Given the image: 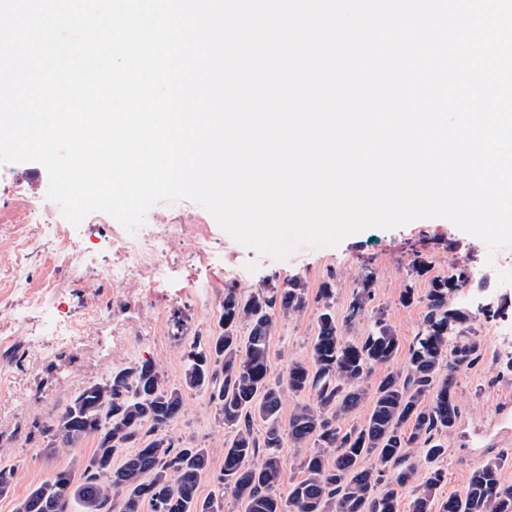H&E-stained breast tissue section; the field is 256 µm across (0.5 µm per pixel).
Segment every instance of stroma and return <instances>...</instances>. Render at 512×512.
I'll use <instances>...</instances> for the list:
<instances>
[{
	"label": "stroma",
	"instance_id": "35a3bbf8",
	"mask_svg": "<svg viewBox=\"0 0 512 512\" xmlns=\"http://www.w3.org/2000/svg\"><path fill=\"white\" fill-rule=\"evenodd\" d=\"M48 173L35 161L0 164V254L8 262L0 269V466L17 474L7 494L0 495V512H15L17 501L46 475L69 467L74 459L89 458L94 449L87 440L76 448L49 450L26 441L24 432L50 415L61 412L88 382L106 378L116 368L151 360L178 380L183 354L194 338L217 327L225 287L242 293L279 288L300 279L308 289L304 311L279 318L269 340L273 377L285 374L293 360L309 358L316 335L323 283L334 286L332 300L337 321H345L362 280H369L373 299L347 331V338L366 335L376 319L385 322L401 340L394 368L406 365L413 339L425 314L423 302L405 305L400 295L408 284L426 292L430 280L448 273L449 262L463 265L470 277V309L475 312V334L483 346V360L458 377L459 421L446 437L447 455L440 466L445 478L436 490L437 501L462 494L474 468L500 457L504 484H512V435L498 422L503 405H512V338L503 327L512 325V247L489 252L480 239L459 230L450 221L423 219L399 228H369L345 238L338 246L302 248L284 260L257 253L233 240L197 203L180 200L159 203L153 213L183 221L180 237L168 245L169 265L154 288H143L137 275L113 283L110 246L122 225L96 212L86 217L83 248L94 261L95 289L71 277L56 257L57 227L19 224L21 190L42 197ZM209 240L204 259L190 253ZM428 255V275L411 267L414 254ZM61 319L96 326L78 343L57 347L49 340V309ZM172 434L180 443L209 450L210 468L199 484L200 496H209L214 477L224 467V448L231 434L224 427L208 395L187 396Z\"/></svg>",
	"mask_w": 512,
	"mask_h": 512
}]
</instances>
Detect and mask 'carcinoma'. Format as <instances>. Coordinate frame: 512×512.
I'll return each instance as SVG.
<instances>
[{"label":"carcinoma","instance_id":"carcinoma-1","mask_svg":"<svg viewBox=\"0 0 512 512\" xmlns=\"http://www.w3.org/2000/svg\"><path fill=\"white\" fill-rule=\"evenodd\" d=\"M469 281L458 264L435 278L425 294L426 313L404 370H391L373 386L371 371L387 366L400 348L399 336L379 318L366 336L345 341L336 321L329 282L319 289L322 306L309 360L291 361L284 378L274 379L269 339L277 316L302 312L307 288L297 280L281 288L243 294L224 289L216 330L191 342L178 382L172 383L152 361L144 360L91 382L64 410L34 431L53 449L96 443L81 473L58 471L59 480L31 488L15 512H224L230 492L246 501L245 512H397L399 490L412 485L409 512H512V485L501 481L502 459H489L471 474L465 493L436 504L445 478L436 463L448 448L459 418L455 388L460 373L482 359L474 339L472 312L452 302ZM372 300L369 281L354 295L345 326L351 327ZM192 393L209 395L233 437L224 448V469L210 496L198 495L209 469L201 446H175L171 427ZM313 396L299 404L284 424L285 396ZM369 402L362 426L342 432L338 422ZM261 431H256V422ZM125 448L132 452L112 467ZM303 451V478L279 494L284 449ZM336 451L328 460L326 449ZM374 459L371 466L365 459ZM430 465L415 483L418 467Z\"/></svg>","mask_w":512,"mask_h":512}]
</instances>
